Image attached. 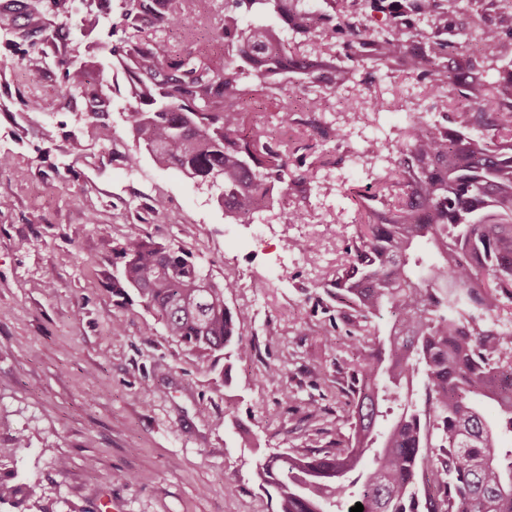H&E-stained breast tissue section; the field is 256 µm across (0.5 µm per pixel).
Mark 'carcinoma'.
I'll return each mask as SVG.
<instances>
[{
	"instance_id": "carcinoma-1",
	"label": "carcinoma",
	"mask_w": 512,
	"mask_h": 512,
	"mask_svg": "<svg viewBox=\"0 0 512 512\" xmlns=\"http://www.w3.org/2000/svg\"><path fill=\"white\" fill-rule=\"evenodd\" d=\"M64 2L26 0L12 46L61 44L69 33L46 5ZM199 2L123 0L120 27L129 35L102 49L123 75L139 149L218 188V203L237 220L255 219L275 192L285 200L320 187L333 164L326 153L297 159L300 146L245 110L260 95L273 101L282 128L319 129L317 109L301 121L291 100L312 87L338 94L349 77L316 50H300L314 38L383 76L415 78L436 110L460 107L452 128L417 112L395 146L377 134L358 152L387 166L361 194L368 220L318 284L336 300L324 336L350 340L342 387L349 433L324 448L269 455L258 465L261 487L273 488L278 512H332L343 500L363 512H512V448L500 447L512 434V331L500 317L502 300H512V0H496L493 20L474 36L471 0H354L342 12L310 0H224V19L209 31L224 46L218 61L187 27ZM147 30L179 40L167 45ZM498 62L506 75L491 83ZM53 65L60 97L81 101L98 140L112 143V125L102 121L108 79L65 53ZM388 106L380 94L350 98L343 124ZM115 254L112 285L135 291L188 351L249 355L238 333L246 314L228 304L235 279L219 284L190 253L136 233ZM383 315L381 335L373 320ZM35 494L34 484L0 477V505Z\"/></svg>"
}]
</instances>
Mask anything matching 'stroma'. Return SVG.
Returning a JSON list of instances; mask_svg holds the SVG:
<instances>
[{"mask_svg":"<svg viewBox=\"0 0 512 512\" xmlns=\"http://www.w3.org/2000/svg\"><path fill=\"white\" fill-rule=\"evenodd\" d=\"M99 13L87 0H67L59 19L77 33L67 53L109 77L112 57L101 45L124 33ZM20 57L0 37V153L14 157L0 169V474L35 483L54 512H277L255 480L258 460L328 445L345 429L336 369L351 359L349 342L326 341V304L315 292L360 219L359 192L380 173L349 158L365 137L398 138L431 97L408 75L355 68V90L383 93L392 105L342 138L343 97L317 87L294 98L303 118L321 97L322 132L306 142L326 145L329 177L349 192L291 194L306 223L265 214L268 229L254 243L217 203V189L139 152L125 92L112 94L107 149L78 113L61 108L56 70H29ZM33 94L41 111L27 106ZM75 140L82 153H73ZM134 153L133 177L126 158ZM134 232L191 252L215 281L237 280L228 303L248 313L240 329L248 357L199 360L137 297L113 288L115 250ZM304 238L315 245L308 260L288 247ZM271 366L283 371L273 382L264 378ZM312 401L321 408L314 418ZM229 470L239 474L231 486Z\"/></svg>","mask_w":512,"mask_h":512,"instance_id":"1","label":"stroma"}]
</instances>
